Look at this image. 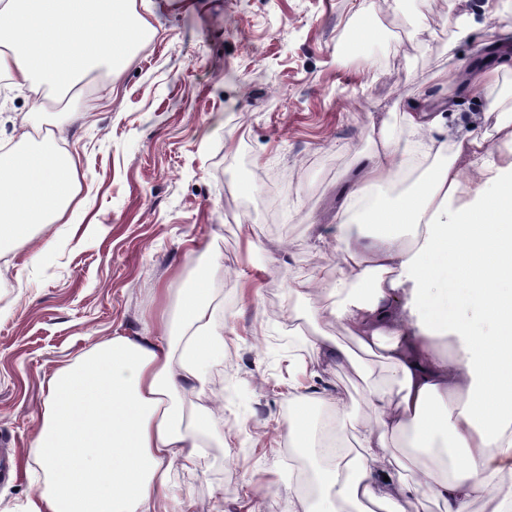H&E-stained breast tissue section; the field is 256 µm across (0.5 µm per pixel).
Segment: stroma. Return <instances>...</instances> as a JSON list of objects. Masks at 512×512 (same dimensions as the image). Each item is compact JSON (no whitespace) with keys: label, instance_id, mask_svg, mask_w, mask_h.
I'll return each instance as SVG.
<instances>
[{"label":"stroma","instance_id":"35a3bbf8","mask_svg":"<svg viewBox=\"0 0 512 512\" xmlns=\"http://www.w3.org/2000/svg\"><path fill=\"white\" fill-rule=\"evenodd\" d=\"M490 20L461 27L453 0H160L120 76L100 66L82 91L43 97L39 123L67 129L80 160L82 221L35 228L0 267V450L15 477L0 482V512H22L37 492L25 450L44 407V384L117 331L141 328L158 291L210 277L223 307L224 358L207 388L224 402V439L176 464L175 495L224 512H313L292 459L324 467L316 447L324 397H341L354 426L372 425L371 386L393 367L361 354V369L313 347L355 344L313 321L341 265L340 192L381 141L411 155L409 112H440L442 137L484 134L494 159H512L498 136L512 107V0ZM495 46V84L474 98L434 76L475 67ZM83 121L71 122L75 112ZM306 283L305 297L294 292ZM299 390L310 413L288 441Z\"/></svg>","mask_w":512,"mask_h":512}]
</instances>
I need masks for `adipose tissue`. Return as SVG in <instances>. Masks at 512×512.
Returning a JSON list of instances; mask_svg holds the SVG:
<instances>
[{"label": "adipose tissue", "instance_id": "1", "mask_svg": "<svg viewBox=\"0 0 512 512\" xmlns=\"http://www.w3.org/2000/svg\"><path fill=\"white\" fill-rule=\"evenodd\" d=\"M154 0H6L0 6V75L28 92L41 112L47 89H73L98 61L120 73L126 51L148 31ZM80 43H73V35ZM440 114H409L422 131L414 153L436 156L420 189L388 199L352 184L340 221L344 244L336 286L319 314L394 367L391 389L372 391L373 426L358 445L320 469L317 512H400L418 487L446 500L447 512H512V161L488 160L487 140L434 138ZM55 130L34 141L29 120L0 140V259L32 227L77 215V162ZM494 193L475 190L476 182ZM465 203L442 221L449 199ZM370 290L358 298L359 286ZM408 288L415 319L390 301ZM218 308L205 281L181 291L133 335L117 333L46 381L39 429L25 455L40 492L25 512H200L191 498L169 507L176 462L219 439L211 405L185 410L180 393H204V369L224 351ZM182 323L173 332V320ZM455 337V358L437 336ZM414 454L438 452V471H409L393 440Z\"/></svg>", "mask_w": 512, "mask_h": 512}]
</instances>
